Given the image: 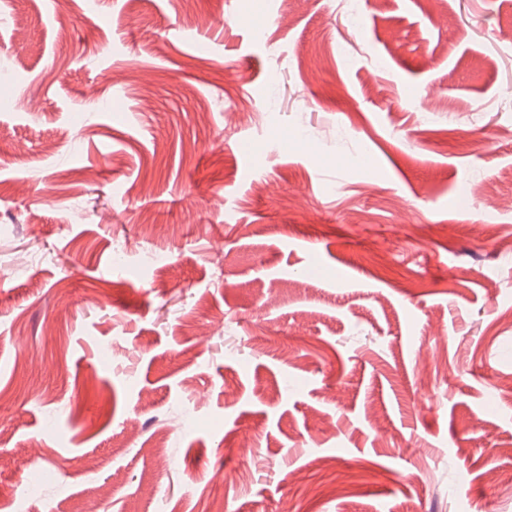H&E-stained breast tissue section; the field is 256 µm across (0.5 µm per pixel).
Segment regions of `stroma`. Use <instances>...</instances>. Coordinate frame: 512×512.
Listing matches in <instances>:
<instances>
[{
    "label": "stroma",
    "mask_w": 512,
    "mask_h": 512,
    "mask_svg": "<svg viewBox=\"0 0 512 512\" xmlns=\"http://www.w3.org/2000/svg\"><path fill=\"white\" fill-rule=\"evenodd\" d=\"M361 8L0 0V512H512V0Z\"/></svg>",
    "instance_id": "35a3bbf8"
}]
</instances>
